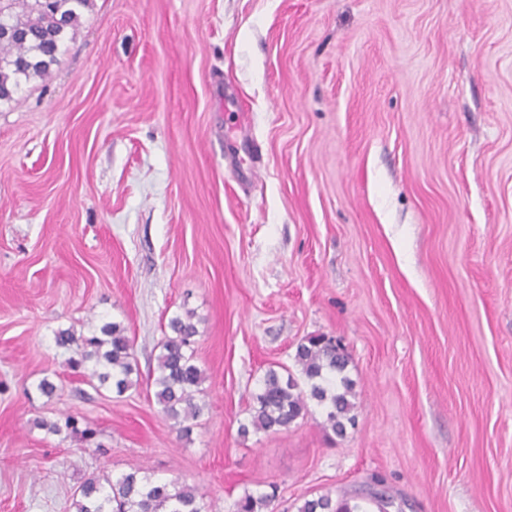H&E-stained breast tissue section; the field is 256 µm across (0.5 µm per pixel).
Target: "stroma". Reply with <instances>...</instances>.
Returning <instances> with one entry per match:
<instances>
[{"instance_id":"1","label":"stroma","mask_w":512,"mask_h":512,"mask_svg":"<svg viewBox=\"0 0 512 512\" xmlns=\"http://www.w3.org/2000/svg\"><path fill=\"white\" fill-rule=\"evenodd\" d=\"M188 310L186 438L55 344L119 323L146 376ZM316 335L354 426L312 401L241 436ZM68 415L95 440L47 431ZM133 468L204 512L376 480L402 512H512V0H93L0 102V512H74Z\"/></svg>"}]
</instances>
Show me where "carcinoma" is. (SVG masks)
I'll list each match as a JSON object with an SVG mask.
<instances>
[{
  "mask_svg": "<svg viewBox=\"0 0 512 512\" xmlns=\"http://www.w3.org/2000/svg\"><path fill=\"white\" fill-rule=\"evenodd\" d=\"M92 0H0V102H9L22 83L47 73L57 62L69 34L81 23L83 11ZM171 334L161 342L157 375L153 379L155 397L164 413L178 421L198 419L205 404L196 400L204 381L195 363L194 344L198 328L192 314L175 315L168 323ZM59 348L75 349L79 359L73 367L89 371V380L121 396L140 385L137 363L129 337L116 322L106 323L100 334L76 335L62 329L55 335ZM295 363L307 382L300 388L288 367L265 371L260 388L253 398L248 423L241 425L246 436L250 430L279 432L288 429L307 411V400L329 407L326 426L343 435L353 423L354 397L351 381L343 376L349 357L323 335L309 336L298 344ZM47 429L60 433L66 429L86 441L94 430L79 428L76 418L68 416L64 425L52 423ZM276 492L259 496L245 495L236 504V512H261L269 507ZM390 512L397 507L388 491L358 493L334 497L326 492L307 499L298 512ZM76 512H202L196 488L179 482L151 483L132 470L113 481L98 477L87 479L74 501Z\"/></svg>",
  "mask_w": 512,
  "mask_h": 512,
  "instance_id": "cac0c4a2",
  "label": "carcinoma"
}]
</instances>
